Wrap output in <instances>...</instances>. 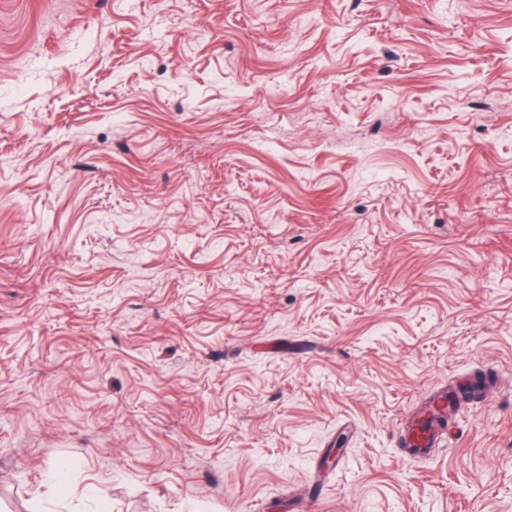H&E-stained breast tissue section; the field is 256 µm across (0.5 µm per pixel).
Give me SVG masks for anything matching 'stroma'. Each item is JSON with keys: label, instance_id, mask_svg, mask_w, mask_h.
<instances>
[{"label": "stroma", "instance_id": "1", "mask_svg": "<svg viewBox=\"0 0 512 512\" xmlns=\"http://www.w3.org/2000/svg\"><path fill=\"white\" fill-rule=\"evenodd\" d=\"M102 502L512 512V0H0V512ZM439 429L427 427L425 429L413 428L407 435V442L411 453L415 456H425L431 454L433 448H436Z\"/></svg>", "mask_w": 512, "mask_h": 512}]
</instances>
